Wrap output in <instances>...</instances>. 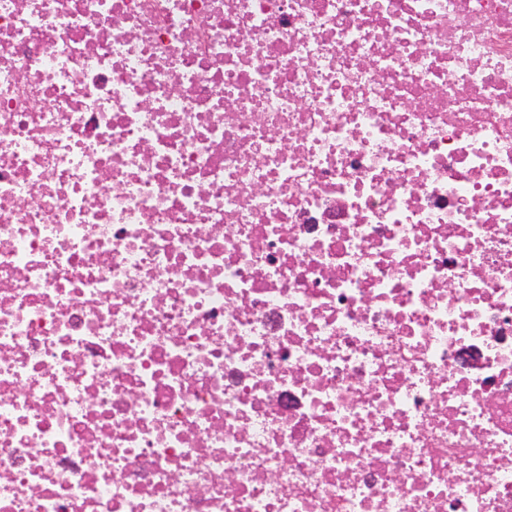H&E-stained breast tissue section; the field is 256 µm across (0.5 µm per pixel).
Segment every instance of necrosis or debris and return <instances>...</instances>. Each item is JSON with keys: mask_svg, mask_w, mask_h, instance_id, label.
I'll list each match as a JSON object with an SVG mask.
<instances>
[{"mask_svg": "<svg viewBox=\"0 0 512 512\" xmlns=\"http://www.w3.org/2000/svg\"><path fill=\"white\" fill-rule=\"evenodd\" d=\"M0 512H512V0H0Z\"/></svg>", "mask_w": 512, "mask_h": 512, "instance_id": "obj_1", "label": "necrosis or debris"}]
</instances>
